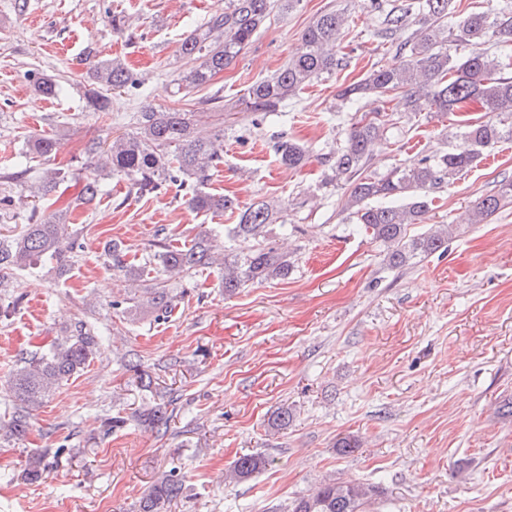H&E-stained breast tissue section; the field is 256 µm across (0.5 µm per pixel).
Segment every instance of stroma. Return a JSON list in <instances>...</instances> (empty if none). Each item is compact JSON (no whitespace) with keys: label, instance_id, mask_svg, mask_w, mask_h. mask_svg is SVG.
Instances as JSON below:
<instances>
[{"label":"stroma","instance_id":"1","mask_svg":"<svg viewBox=\"0 0 512 512\" xmlns=\"http://www.w3.org/2000/svg\"><path fill=\"white\" fill-rule=\"evenodd\" d=\"M348 8L337 42L348 66L323 76L291 99L285 116L253 129L238 100L298 55L304 29L321 13ZM224 0H0V174L26 167H81L90 141L130 129L143 105L201 113L203 122L232 123L213 191L240 205L258 198L289 202L279 242L298 261L284 281L249 284L225 297L220 268L180 282L172 318L131 316L113 301L125 296L122 276L102 256L106 241L139 255L169 232L182 242L215 234L218 245L245 252L250 241L225 234L233 215L192 212L176 185L131 194L106 179L88 206H75L81 182L61 186L53 207L68 212L83 248L70 272L47 269L14 276L6 293L20 305L0 322V409L13 402L10 373L25 353L47 348L62 327L83 320L106 331L100 356L33 411L24 439L0 440V512H136L157 477L173 472L183 491L170 512H277L326 478L378 487V512H512V206L481 224L458 218L512 181V138L494 155L435 190L414 238L454 225L445 252L386 268L380 244L342 213L344 191L327 182L318 160L365 112L388 113L398 142L372 162L382 173L450 150L463 115L405 113L398 94L354 103L337 96L372 64L391 58L374 40L381 17L363 0H297L273 9L252 43L209 87L178 89L181 44ZM133 17L116 37L114 14ZM119 59L136 86L112 94V112L90 111L76 86L90 57ZM60 79L58 96L35 92L32 78ZM219 95V104L205 97ZM58 136L51 161L23 156L27 140ZM284 135L314 157L299 171L281 166L271 148ZM174 411L167 427L138 424L135 412L160 402ZM291 409L287 428L268 430L271 414ZM126 417L105 433L104 421ZM360 440L341 454L336 441ZM48 449L55 464L36 483L22 480L30 454ZM269 463L251 479L225 484L239 457Z\"/></svg>","mask_w":512,"mask_h":512}]
</instances>
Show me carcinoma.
<instances>
[{
    "instance_id": "carcinoma-1",
    "label": "carcinoma",
    "mask_w": 512,
    "mask_h": 512,
    "mask_svg": "<svg viewBox=\"0 0 512 512\" xmlns=\"http://www.w3.org/2000/svg\"><path fill=\"white\" fill-rule=\"evenodd\" d=\"M453 0H369V7L382 16L381 27L373 38L396 45L392 60L373 64L359 81L338 92L343 101L390 92L404 94L410 112L435 110L443 115L460 112L471 103L480 104L489 119L463 121L456 133L457 143L437 157H424L411 169L395 167L384 175L368 174L366 169L382 143L390 120L381 112L353 118L345 138L321 153V163L330 174L329 182L347 186L343 205L351 223L384 247V261L391 269H401L417 256H429L446 249L448 229L430 230L407 238V226L419 224L432 204L430 194L449 180L473 167L502 140L512 136V55L498 57L485 48L486 38H512V8L497 15L472 13L454 26L446 24ZM274 7V0H227L224 11L212 15L182 43L183 58L190 63L180 74L186 89L208 85L216 74L230 65L252 42ZM348 22L346 13L331 10L320 15L302 33L306 52L286 62L272 77L252 84L240 98L243 110L254 115V126L276 116L288 100L296 97L312 81L345 66L336 55V41ZM470 48L463 55L450 53V45ZM137 80L118 60H97L83 77L84 96L95 111L112 110L111 92L134 86ZM36 90L53 98L60 91L55 80L40 77ZM224 138V129L210 131L197 113L179 109L162 110L152 105L136 113L133 128L106 144L88 150L80 169L47 168L31 186L33 197L42 200L53 195L59 185L81 180L78 198L82 204L96 199L101 179L119 177L130 189L143 196L158 193L168 183L188 185L186 204L196 213L230 212L237 223L227 235L253 241L247 253L224 255V293L230 295L248 283L286 280L295 267L292 254L280 251L269 226L284 218L286 202L259 200L241 207L230 195L209 191L213 172L224 164L215 140ZM57 141L41 136L26 142L25 153L49 158ZM272 149L279 162L289 169L302 168L309 149L291 139L279 138ZM512 204V183L481 199L470 213V223L480 224ZM66 212L33 208L20 231L0 238V288L21 271L46 265L59 278L70 270L80 250L78 232L69 229ZM209 234L198 235L190 243L174 246L163 243L159 250L143 257L137 265L126 259L128 250L117 240L105 243L103 256L112 270L134 283L148 265L155 263L164 276V285L144 289L135 313L151 314L165 320L179 310L182 293L165 283L183 280L202 267L217 264ZM102 337L85 322L65 328L45 350L19 359L12 373L15 404L5 410L0 438L20 439L29 429L30 412L64 383L80 375L101 354ZM144 420L157 427L167 424V408L155 404L142 413ZM259 455H245L233 462L224 481L240 483L265 469ZM48 453L30 455L23 479L40 481L48 471ZM182 492V480L165 474L150 487L139 503V512H169V506ZM379 491L370 485L328 478L312 493L288 503L286 512H370Z\"/></svg>"
}]
</instances>
